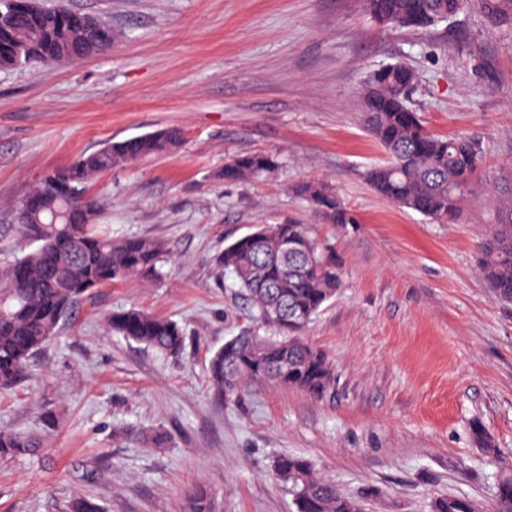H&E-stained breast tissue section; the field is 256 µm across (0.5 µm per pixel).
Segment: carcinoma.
<instances>
[{"instance_id":"cac0c4a2","label":"carcinoma","mask_w":512,"mask_h":512,"mask_svg":"<svg viewBox=\"0 0 512 512\" xmlns=\"http://www.w3.org/2000/svg\"><path fill=\"white\" fill-rule=\"evenodd\" d=\"M366 13L388 29H421L475 9L493 29L512 30V0H364ZM112 28L87 26L85 14L66 8L40 9L32 0H0V67L65 64L112 47ZM417 81L405 61L384 64L367 77L362 91L363 123L388 160L366 173L382 198L441 224H455L470 197L491 187L495 223L478 244L477 270L493 295L512 303V164L493 169L479 140L429 130L410 106ZM181 140L167 129L111 142L72 165L44 176L18 208L17 237L31 250L0 268V389L13 388L29 362L54 339L92 291L107 283L149 282L161 277L165 246L154 239H114L97 232L102 202L88 193L91 178L146 156L160 154ZM272 156L239 155L224 165V181L263 175ZM296 192L327 224H348L344 200L319 182ZM219 265L231 272L266 331L232 337L209 359V382L219 398L238 395L253 383L299 389L316 399L334 391L333 363L305 334L321 308L342 285L336 253L312 225L288 221L256 228L224 247ZM25 267L23 280L17 266ZM108 331L161 354L177 357L184 336L173 320L139 309L112 314ZM42 447L31 434L0 429V459L30 458ZM288 485L296 512H366L359 499L345 495L301 456L283 455L274 464ZM68 512H104L91 496L71 500ZM190 512H213L209 493L192 490ZM432 512H481L466 496L438 498ZM493 512H512V471L500 475Z\"/></svg>"}]
</instances>
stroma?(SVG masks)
<instances>
[{"mask_svg":"<svg viewBox=\"0 0 512 512\" xmlns=\"http://www.w3.org/2000/svg\"><path fill=\"white\" fill-rule=\"evenodd\" d=\"M39 3L99 17L117 38L68 64L0 68V264L24 253L14 214L46 173L110 141L164 128L182 140L89 185L112 237L165 243L163 275L97 289L0 390V428L37 432L44 410L61 415L39 457L0 460V512H67L79 494L107 512H188L196 487L215 512H295L273 473L283 454L367 512H430L460 494L491 507L512 468V305L477 272L493 210L483 193L463 223L436 224L377 195L364 173L386 155L363 127L360 90L369 70L407 60L431 131L479 139L491 167L512 163V32L474 10L389 30L361 0ZM253 152L274 169L225 182V163ZM306 181L333 188L352 223L318 222L294 191ZM291 219L314 225L342 267L307 332L334 362V393L257 383L219 401L211 353L255 321L216 258ZM131 307L178 322L183 353L108 334L106 318Z\"/></svg>","mask_w":512,"mask_h":512,"instance_id":"obj_1","label":"stroma"}]
</instances>
